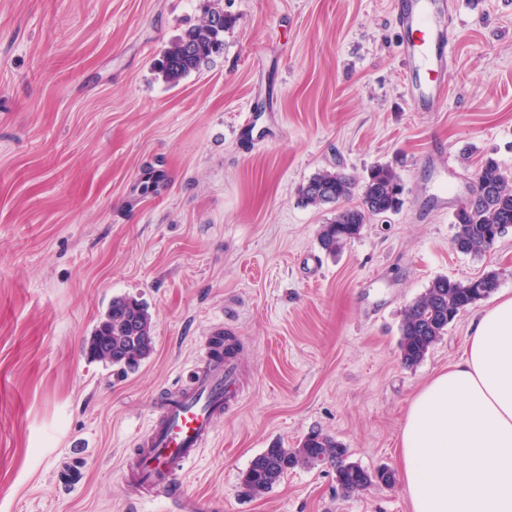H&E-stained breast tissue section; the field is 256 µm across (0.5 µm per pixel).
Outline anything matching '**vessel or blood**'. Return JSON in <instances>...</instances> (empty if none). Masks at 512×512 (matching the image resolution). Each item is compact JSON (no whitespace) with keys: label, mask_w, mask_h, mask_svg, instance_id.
<instances>
[{"label":"vessel or blood","mask_w":512,"mask_h":512,"mask_svg":"<svg viewBox=\"0 0 512 512\" xmlns=\"http://www.w3.org/2000/svg\"><path fill=\"white\" fill-rule=\"evenodd\" d=\"M447 0H406L395 15L405 33L403 63L409 74L405 92L415 107L429 109L445 93L451 35ZM233 356L206 352L189 385L167 398L150 430L140 441L134 462L124 464L123 477L134 496L161 495L180 512H194L178 481L210 443L214 424L227 405L239 402Z\"/></svg>","instance_id":"obj_1"}]
</instances>
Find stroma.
Listing matches in <instances>:
<instances>
[{
    "label": "stroma",
    "mask_w": 512,
    "mask_h": 512,
    "mask_svg": "<svg viewBox=\"0 0 512 512\" xmlns=\"http://www.w3.org/2000/svg\"><path fill=\"white\" fill-rule=\"evenodd\" d=\"M398 2L220 0L223 52L171 86L154 63L204 0H0V512H176L135 498L121 467L220 328L242 399L182 478L199 512H410L400 483L346 497L327 465L261 497L242 483L314 431L396 469L410 400L490 301L410 367L405 307L440 276L493 272L512 292V229L481 256L452 243L484 160L512 171V0H455L429 110L405 94ZM378 164L401 177L400 210L327 255L336 208L299 187ZM121 295L147 304L154 350L117 380L83 347Z\"/></svg>",
    "instance_id": "35a3bbf8"
}]
</instances>
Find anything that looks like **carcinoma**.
I'll return each instance as SVG.
<instances>
[{"label": "carcinoma", "instance_id": "1", "mask_svg": "<svg viewBox=\"0 0 512 512\" xmlns=\"http://www.w3.org/2000/svg\"><path fill=\"white\" fill-rule=\"evenodd\" d=\"M232 18L224 9L208 4L202 22L189 28L163 51L158 70L164 81L176 85L209 63L224 50V31ZM400 176L389 165H375L363 184L342 171L326 170L299 187L302 204L312 207L337 205L361 189L357 206L336 210L334 219L323 224L318 243L328 254H336L358 236L363 225L381 213L401 208ZM453 244L458 251L480 256L512 227V173L492 158L486 159L475 175L471 196L455 213ZM497 286V276L487 274L466 282L447 277L434 279L425 292L408 304L400 326L399 350L404 364L420 362L430 348L447 334L448 325L464 310L487 297ZM154 349L152 316L148 307L129 296H116L84 344L86 356L108 361L122 372L137 370ZM328 464L335 471L336 484L350 496L365 488L389 485L394 476L389 469L370 472L348 460L347 449L320 432L308 434L297 447L273 445L254 457L243 482L250 494L270 491L297 467Z\"/></svg>", "mask_w": 512, "mask_h": 512}]
</instances>
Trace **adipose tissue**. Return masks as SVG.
Masks as SVG:
<instances>
[{
    "instance_id": "obj_1",
    "label": "adipose tissue",
    "mask_w": 512,
    "mask_h": 512,
    "mask_svg": "<svg viewBox=\"0 0 512 512\" xmlns=\"http://www.w3.org/2000/svg\"><path fill=\"white\" fill-rule=\"evenodd\" d=\"M398 448L411 512H512V293L413 397Z\"/></svg>"
}]
</instances>
